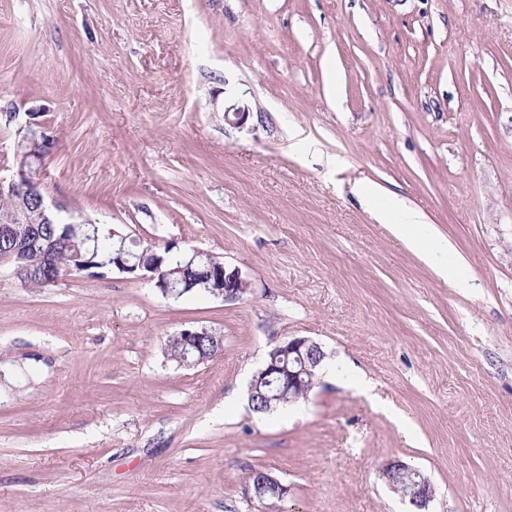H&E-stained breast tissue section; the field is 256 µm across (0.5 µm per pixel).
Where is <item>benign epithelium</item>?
I'll return each instance as SVG.
<instances>
[{
	"label": "benign epithelium",
	"mask_w": 512,
	"mask_h": 512,
	"mask_svg": "<svg viewBox=\"0 0 512 512\" xmlns=\"http://www.w3.org/2000/svg\"><path fill=\"white\" fill-rule=\"evenodd\" d=\"M36 113H26V119L20 123L16 133H25L35 140L31 144L33 151H38L37 143H42L43 157H48L53 149L54 142L45 136L43 123L35 119ZM44 177V168L37 172L31 171L29 155L26 151L15 150L10 174L0 176V195H9L22 202L34 200L46 224H68L70 218L62 215L63 208L59 205L49 204L42 194L41 186ZM116 270L122 273L135 275V278L162 285L161 293L170 294L171 283L163 278L160 267L152 264H130L126 259L112 262ZM224 276L221 281L204 283L203 291L211 296L222 297L226 300L237 299L248 290L247 281L237 269L227 270L220 266ZM327 359V354L321 344L309 337H292L268 352L263 365L252 375L247 388V404L253 406L254 398L260 392L264 379L281 369V362L288 361V374L285 380L288 391H295L300 396H307L310 392L307 376L312 370L321 366ZM381 477L387 486L406 503L409 512H427L429 503L434 497V487L429 478L421 475V470L409 465L400 459H390L382 466ZM273 492L274 496L283 499L288 496L290 488L271 471L264 473L259 490L247 488L251 498L261 497L264 491Z\"/></svg>",
	"instance_id": "1"
}]
</instances>
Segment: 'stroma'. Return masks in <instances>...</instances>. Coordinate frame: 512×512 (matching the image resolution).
Here are the masks:
<instances>
[{
	"label": "stroma",
	"instance_id": "obj_1",
	"mask_svg": "<svg viewBox=\"0 0 512 512\" xmlns=\"http://www.w3.org/2000/svg\"><path fill=\"white\" fill-rule=\"evenodd\" d=\"M33 108L48 201L248 290L0 264V512H278L255 469L296 512H406L392 458L429 512H512V0H0V166ZM191 326L223 352L165 360ZM295 336L333 371L250 413ZM19 114V112L9 113V122L18 121ZM37 114L38 112H25L27 118L22 123L18 121L19 126L16 129V134L19 135L22 131H25L26 136L32 137L36 141L40 140L39 143H42L43 151H39L35 143H32L30 146L34 152H40L45 160L51 154L54 142L45 136L43 123L35 119ZM379 219L392 220L394 230L396 232H402L412 225L424 224L423 214L406 205L402 199L393 198L387 210L382 211L378 215ZM288 359V374L285 380L288 393L295 391L300 399L307 397L312 389L306 375H312V369L319 368L327 359V354L321 344L309 337H292L268 352L263 365L252 375L247 388V404L251 412L254 398L260 392L261 384L267 376L280 369L281 362ZM309 386V387H308ZM420 476L418 481L411 482L405 490H399L395 485V475ZM381 477L387 486L406 503L411 510L407 512H429V503L434 497V487L428 477L421 474L419 468L413 467L400 459H390L382 466ZM265 490L272 491L275 497L282 499H272L277 501H283L290 492V488L288 487V485L283 484L281 480L269 470H267L264 473L263 481L261 483V487L259 488V490H255V493H253L250 484L247 485L246 489L249 497L253 499H256V497L261 498V495Z\"/></svg>",
	"mask_w": 512,
	"mask_h": 512
}]
</instances>
